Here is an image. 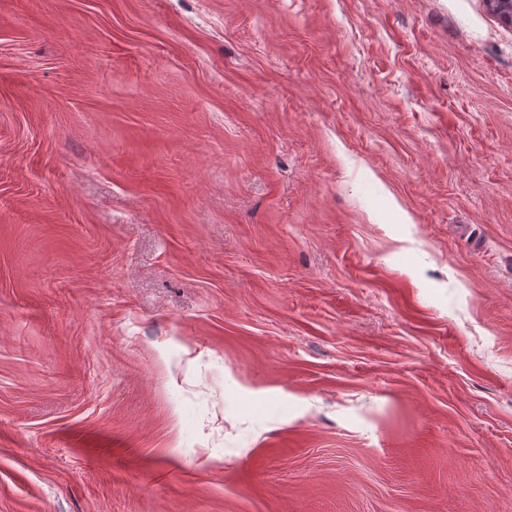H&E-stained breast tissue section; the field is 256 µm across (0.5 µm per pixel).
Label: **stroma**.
I'll return each instance as SVG.
<instances>
[{"mask_svg":"<svg viewBox=\"0 0 512 512\" xmlns=\"http://www.w3.org/2000/svg\"><path fill=\"white\" fill-rule=\"evenodd\" d=\"M0 512H512V24L0 0Z\"/></svg>","mask_w":512,"mask_h":512,"instance_id":"1","label":"stroma"}]
</instances>
